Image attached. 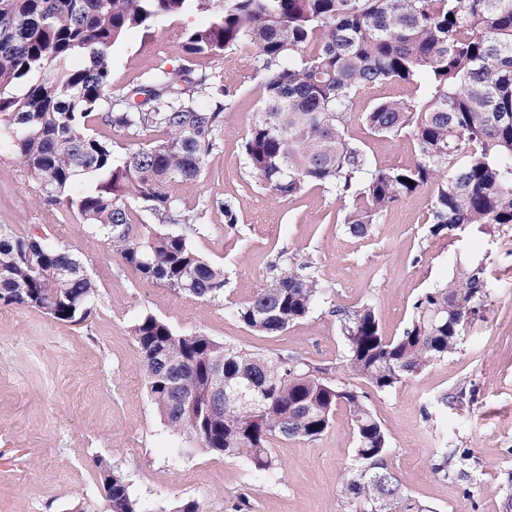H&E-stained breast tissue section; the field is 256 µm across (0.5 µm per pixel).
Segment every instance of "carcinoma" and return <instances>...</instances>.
Returning <instances> with one entry per match:
<instances>
[{
  "mask_svg": "<svg viewBox=\"0 0 512 512\" xmlns=\"http://www.w3.org/2000/svg\"><path fill=\"white\" fill-rule=\"evenodd\" d=\"M188 12L209 21L185 33L187 63L150 69L113 109L112 47L130 29ZM228 49L245 54L264 86L244 157L277 197L294 200L320 184L346 202L343 224L357 238L425 185L433 187V236L512 225V0H0V140L45 203L76 210L146 280L214 300L224 271L192 247L197 216L180 208L178 192L201 178L224 112V85L198 73L195 60ZM388 81L420 94L381 101L358 120L378 135L412 136L418 157L406 168L372 164L348 135L355 100ZM95 116L129 134L165 136L117 156L88 132ZM139 210L156 223L135 235ZM306 268L279 255L266 284L232 315L259 333L287 330L328 293ZM95 288L64 247L0 224L1 303L77 323ZM493 288L483 262L459 264L416 298L393 337L380 333L372 304L337 308L347 368L376 393L392 391L457 350ZM133 335L152 400L177 433L270 473L271 440L313 441L343 404L356 432L341 487L347 512L370 501L377 512H436L390 468L389 437L367 396L328 369L178 335L152 315ZM220 392L224 409L215 416ZM456 456L438 449L433 472L448 477ZM100 479L109 512H140L120 474L104 466Z\"/></svg>",
  "mask_w": 512,
  "mask_h": 512,
  "instance_id": "cac0c4a2",
  "label": "carcinoma"
}]
</instances>
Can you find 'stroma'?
I'll list each match as a JSON object with an SVG mask.
<instances>
[{
    "label": "stroma",
    "mask_w": 512,
    "mask_h": 512,
    "mask_svg": "<svg viewBox=\"0 0 512 512\" xmlns=\"http://www.w3.org/2000/svg\"><path fill=\"white\" fill-rule=\"evenodd\" d=\"M203 14L164 19L151 32L131 31L112 48V87L150 69L184 61L181 36L206 24ZM227 92L220 142L198 182L180 190V204L199 217L194 249L224 270V292L198 300L147 282L125 264L103 234L76 211L45 204L23 168L0 151V224L64 246L94 280L91 311L80 323L32 307L0 304V512H108L100 466L125 479L141 512H344L341 482L355 446L351 417L338 408L315 441L275 440L278 468L256 472L192 445L164 422L146 385L133 324L151 314L178 334H203L249 352L294 354L329 368L363 391L344 361L333 309L371 303L383 335H400L416 297L445 281L455 261L483 258L499 288L468 322L457 351L369 403L390 437L389 463L406 489L436 512H503L512 493V226L481 238L428 232L432 190L403 198L373 225L368 238L347 233L344 204L309 184L282 200L252 178L242 145L264 96L245 55L202 58ZM409 86L385 83L358 98L349 134L383 168H404L418 155L408 134L384 137L358 119L382 100L412 98ZM235 203L229 225L216 203ZM311 263L329 288L306 318L281 333L259 334L232 318L266 283L279 255ZM447 395L441 415L424 403ZM464 454L463 476H436V449Z\"/></svg>",
    "instance_id": "obj_1"
}]
</instances>
